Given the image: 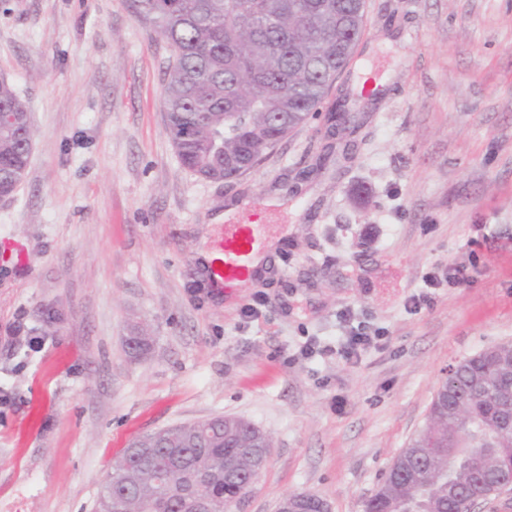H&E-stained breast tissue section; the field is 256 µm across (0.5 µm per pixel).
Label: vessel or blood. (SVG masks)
Returning a JSON list of instances; mask_svg holds the SVG:
<instances>
[{
  "label": "vessel or blood",
  "mask_w": 512,
  "mask_h": 512,
  "mask_svg": "<svg viewBox=\"0 0 512 512\" xmlns=\"http://www.w3.org/2000/svg\"><path fill=\"white\" fill-rule=\"evenodd\" d=\"M268 238L249 215L236 223L221 227L214 242L215 257L208 269L210 282L216 288H232L254 275V261L265 251Z\"/></svg>",
  "instance_id": "1"
}]
</instances>
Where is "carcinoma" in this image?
<instances>
[{
	"label": "carcinoma",
	"instance_id": "carcinoma-1",
	"mask_svg": "<svg viewBox=\"0 0 512 512\" xmlns=\"http://www.w3.org/2000/svg\"><path fill=\"white\" fill-rule=\"evenodd\" d=\"M134 12L171 45L163 87L166 125L186 169L233 179L257 164L316 112L361 36L365 0H131ZM0 187L26 174L32 129L13 86L0 80ZM473 381L470 433L454 410ZM512 403V375L489 355L448 374L428 422L394 460L364 512H464L478 490L474 474L497 471L512 482V430L498 414ZM175 447L152 436L129 445L115 463L95 512H230L264 467L270 439L228 417L205 436L189 424Z\"/></svg>",
	"mask_w": 512,
	"mask_h": 512
}]
</instances>
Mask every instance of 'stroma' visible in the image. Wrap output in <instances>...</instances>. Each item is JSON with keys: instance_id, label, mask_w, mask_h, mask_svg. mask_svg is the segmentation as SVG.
<instances>
[{"instance_id": "stroma-1", "label": "stroma", "mask_w": 512, "mask_h": 512, "mask_svg": "<svg viewBox=\"0 0 512 512\" xmlns=\"http://www.w3.org/2000/svg\"><path fill=\"white\" fill-rule=\"evenodd\" d=\"M170 56L130 0H0L33 131L0 201V512H93L132 441L217 415L272 441L236 512H363L449 367L512 343V0H366L318 112L227 182L179 161ZM253 200L269 270L211 290L212 219ZM358 324L383 339L344 360Z\"/></svg>"}]
</instances>
